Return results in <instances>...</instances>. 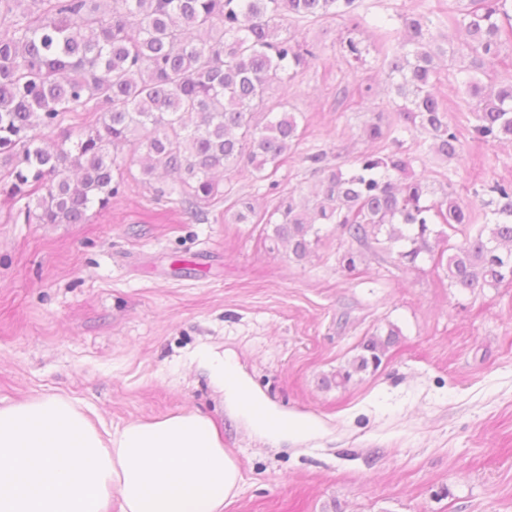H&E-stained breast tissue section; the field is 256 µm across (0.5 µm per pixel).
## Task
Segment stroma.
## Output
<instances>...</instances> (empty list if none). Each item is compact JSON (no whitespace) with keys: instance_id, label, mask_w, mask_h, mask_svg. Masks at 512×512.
Segmentation results:
<instances>
[{"instance_id":"35a3bbf8","label":"stroma","mask_w":512,"mask_h":512,"mask_svg":"<svg viewBox=\"0 0 512 512\" xmlns=\"http://www.w3.org/2000/svg\"><path fill=\"white\" fill-rule=\"evenodd\" d=\"M359 4L370 24L358 61L342 49V21L291 25L318 58L270 92L303 116V138L275 174L281 191L318 185L306 154L345 166L380 150L363 132L373 113L396 117L378 29L440 8ZM456 69L440 58L435 84L464 158L413 172L452 176L477 212L475 191L512 181V144L472 139ZM340 98L350 109H337ZM225 207L210 204L197 220L135 181L83 224H16L0 201V405L67 394L108 426L201 410L240 470L224 512H512V284L462 293L432 262L396 265L373 242L349 274L338 257L354 243L332 224L298 261L269 251L259 226L225 222ZM390 323L401 336L377 371L323 385ZM206 353L234 368L240 401L212 383ZM255 409L297 427L262 430Z\"/></svg>"}]
</instances>
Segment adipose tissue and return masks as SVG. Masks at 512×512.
I'll return each mask as SVG.
<instances>
[{"mask_svg": "<svg viewBox=\"0 0 512 512\" xmlns=\"http://www.w3.org/2000/svg\"><path fill=\"white\" fill-rule=\"evenodd\" d=\"M239 481L195 409L106 428L65 395L0 406V512H224Z\"/></svg>", "mask_w": 512, "mask_h": 512, "instance_id": "ef3b65f1", "label": "adipose tissue"}]
</instances>
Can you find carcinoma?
I'll return each mask as SVG.
<instances>
[{
    "instance_id": "obj_1",
    "label": "carcinoma",
    "mask_w": 512,
    "mask_h": 512,
    "mask_svg": "<svg viewBox=\"0 0 512 512\" xmlns=\"http://www.w3.org/2000/svg\"><path fill=\"white\" fill-rule=\"evenodd\" d=\"M357 0H0V198L18 206L26 224H81L88 212H107L127 185L121 155L138 158L140 181L157 172L171 179L161 195L197 215L231 190L215 180L229 169L272 180L301 138L300 119L280 112L269 90L293 79L317 58L303 38L279 34L282 21L340 19L347 31L368 26ZM403 31L378 35L375 49L394 93L404 100L396 119L374 115L366 137L418 155L461 161L464 145L448 124V110L432 92L435 58L463 59L455 79L470 106L473 139L493 145L512 140V82L483 92L481 77L502 55L512 34V0H469L448 5V22L467 41L436 43L440 16H400ZM321 175L313 196H280L272 212L238 197L225 213L235 224H260L269 250L288 245L304 259L322 241L321 224L351 240L373 241L406 267L428 258L445 271L448 286L470 293L512 283V182L488 187L484 224L473 234L472 209L454 182L437 187L410 174L416 157L400 151L355 157L346 170L306 156ZM437 224L461 233L450 236ZM361 253L349 249L340 268L357 271ZM393 324L375 329L346 365L323 377L346 387L376 371L397 344Z\"/></svg>"
}]
</instances>
